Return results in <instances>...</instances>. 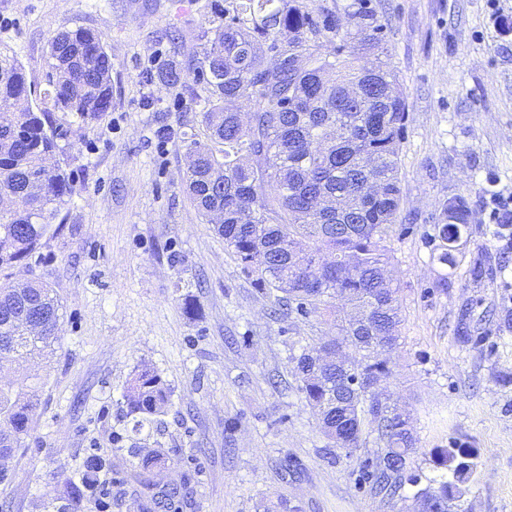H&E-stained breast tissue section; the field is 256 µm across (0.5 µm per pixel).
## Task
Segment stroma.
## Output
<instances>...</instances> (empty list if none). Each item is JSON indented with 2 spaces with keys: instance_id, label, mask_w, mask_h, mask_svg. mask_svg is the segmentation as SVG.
<instances>
[{
  "instance_id": "1",
  "label": "stroma",
  "mask_w": 512,
  "mask_h": 512,
  "mask_svg": "<svg viewBox=\"0 0 512 512\" xmlns=\"http://www.w3.org/2000/svg\"><path fill=\"white\" fill-rule=\"evenodd\" d=\"M210 0H0V47L31 85L44 84L55 34L84 28L112 58V106L82 122L63 113L56 160L73 195L43 246L0 280L49 284L62 303L58 350L20 452L7 461L0 512H47L90 455L109 459V510L139 512L124 387L158 371L172 407L141 442L175 449L161 485L192 476L185 512H257L284 496L301 512H406L419 483L375 494L361 480L380 446L330 448L297 390L294 357L334 338L323 312L281 314L191 202L183 135L201 131L203 86L144 83L146 70L191 73ZM363 3L408 103L401 145V219L387 239L399 286V343L382 387L409 414L411 471L439 477L431 453L462 445L478 468L468 512H512V250L492 234L486 202L512 192V0H314ZM464 198L463 254L444 266L430 236ZM447 287H440V280ZM467 334L460 342L459 334Z\"/></svg>"
}]
</instances>
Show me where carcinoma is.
I'll return each mask as SVG.
<instances>
[{
	"label": "carcinoma",
	"mask_w": 512,
	"mask_h": 512,
	"mask_svg": "<svg viewBox=\"0 0 512 512\" xmlns=\"http://www.w3.org/2000/svg\"><path fill=\"white\" fill-rule=\"evenodd\" d=\"M210 43L192 72L208 93L203 133L185 137L194 161L185 189L205 219L218 220L225 248L259 287L280 293L277 303L308 315L348 308L338 341L350 350L340 364L323 363L317 347L295 358L298 392L319 416L334 447L360 448L365 423L383 448L372 485L393 496L410 469L416 440L408 418L374 387L388 376L387 354L398 340V289L386 275L387 237L401 209L400 147L407 106L396 75L381 58L373 17L360 9L320 12L306 0H237L231 13L207 19ZM327 42L332 50H322ZM283 56L267 63L268 53ZM112 58L97 34L75 29L49 40L46 88L27 83L18 58L0 49V192L14 206L0 210V269L21 264L42 245L70 201V174L46 160L59 150L52 114L91 121L112 104ZM250 108L241 123L242 108ZM275 184L272 192L267 185ZM469 209L447 204L434 225L437 260L456 262ZM60 302L43 282H0V365L34 362L54 353ZM35 319L40 333H26ZM34 383L0 387V458L21 449L41 390ZM132 432L166 415L168 385L150 368L135 371L123 393ZM128 452L143 487L142 512H182L186 485L156 488L151 470L164 451ZM434 463L447 471L415 494L414 512H466L462 503L477 464L470 449L438 448ZM110 464L87 458L79 472H59L62 495L77 507L93 494Z\"/></svg>",
	"instance_id": "carcinoma-1"
}]
</instances>
